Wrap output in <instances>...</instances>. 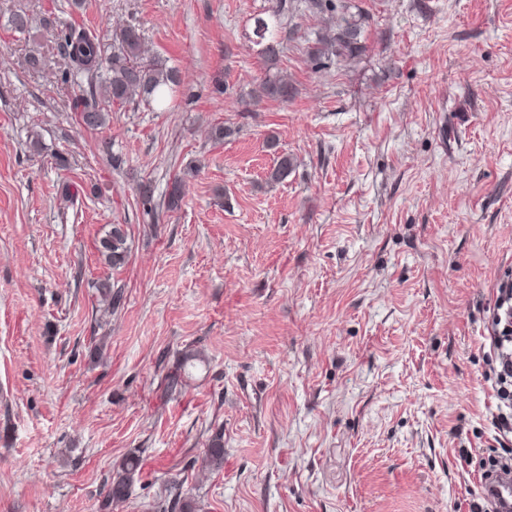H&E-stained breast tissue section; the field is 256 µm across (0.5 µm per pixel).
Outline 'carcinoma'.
<instances>
[{"label":"carcinoma","instance_id":"carcinoma-1","mask_svg":"<svg viewBox=\"0 0 512 512\" xmlns=\"http://www.w3.org/2000/svg\"><path fill=\"white\" fill-rule=\"evenodd\" d=\"M47 27H58L59 49L66 60L67 72L82 73L86 78V88L81 90L73 100V111L77 112L79 121L90 130L103 129L112 118V106H122L130 102L144 101L157 106L165 104L174 87L178 85L176 71L169 69L156 59L144 58L143 40L139 30L134 26L125 28L121 33V51L105 60L100 50L97 35L84 27L62 24L56 19L43 18ZM255 35L262 45L261 55L268 69H273L279 55L280 41L277 40L275 27L259 18L255 21ZM363 50L357 41L356 24L342 16L336 25L335 36L322 43L315 54L322 57L329 53L355 57ZM293 95V87L280 74H266L261 79L256 97L286 101ZM294 169V158L282 155L276 166L269 172L270 183H280ZM106 265L118 270L129 261L127 231L121 224H113L99 239L96 245ZM100 302L105 310L112 311L119 306L120 292L112 291V285L99 282L95 285ZM200 359L192 350L183 353L182 362L175 371L165 377L166 392L173 393L183 384L186 365ZM206 461L210 471L218 472L224 467L223 435H215L206 450ZM141 468L140 456L130 454L122 458L106 478V495L103 507L110 510L124 502L129 496L134 476ZM157 512H198L197 502L192 497L177 494L165 502H158Z\"/></svg>","mask_w":512,"mask_h":512}]
</instances>
